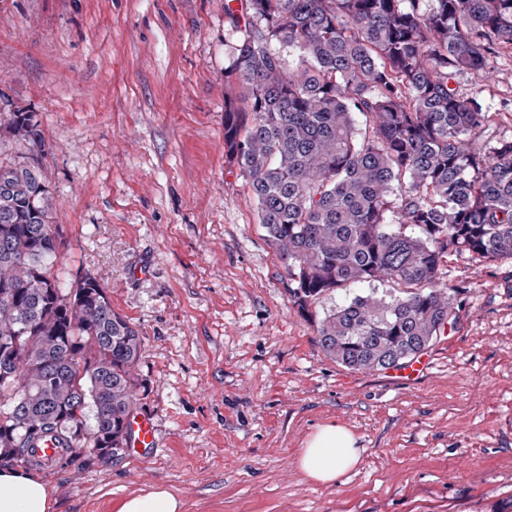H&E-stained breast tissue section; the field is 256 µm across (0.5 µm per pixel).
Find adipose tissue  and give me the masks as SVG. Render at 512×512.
<instances>
[{"label": "adipose tissue", "instance_id": "obj_1", "mask_svg": "<svg viewBox=\"0 0 512 512\" xmlns=\"http://www.w3.org/2000/svg\"><path fill=\"white\" fill-rule=\"evenodd\" d=\"M360 450L346 428L325 424L305 441L296 460L299 470L320 483H331L355 467ZM181 498L163 486L135 493L125 499L118 512H182ZM49 493L43 480L15 468L0 470V512H48Z\"/></svg>", "mask_w": 512, "mask_h": 512}]
</instances>
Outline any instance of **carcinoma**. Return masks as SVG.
<instances>
[{
  "label": "carcinoma",
  "mask_w": 512,
  "mask_h": 512,
  "mask_svg": "<svg viewBox=\"0 0 512 512\" xmlns=\"http://www.w3.org/2000/svg\"><path fill=\"white\" fill-rule=\"evenodd\" d=\"M224 25V152L292 303L388 283L316 336L351 371L400 367L454 321L448 254L512 259V140L485 141L492 113L451 86L512 49V0H225ZM45 150L35 113L0 109V468L48 440L59 463L118 457L139 401L135 325L95 277L59 287Z\"/></svg>",
  "instance_id": "cac0c4a2"
}]
</instances>
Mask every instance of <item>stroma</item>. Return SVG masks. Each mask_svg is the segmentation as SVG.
<instances>
[{
    "label": "stroma",
    "instance_id": "obj_1",
    "mask_svg": "<svg viewBox=\"0 0 512 512\" xmlns=\"http://www.w3.org/2000/svg\"><path fill=\"white\" fill-rule=\"evenodd\" d=\"M228 52L224 0H0V92L42 129L61 284L96 277L139 330L158 435L140 458L39 470L50 512L159 484L184 512H489L512 495V260L449 255L461 302L423 379L336 364L316 323L369 287L291 302L224 153ZM455 87L495 112L486 140L512 139V49ZM325 424L361 450L328 484L295 465Z\"/></svg>",
    "mask_w": 512,
    "mask_h": 512
}]
</instances>
